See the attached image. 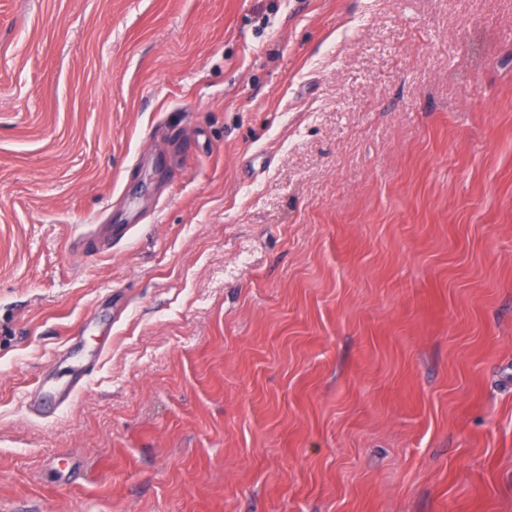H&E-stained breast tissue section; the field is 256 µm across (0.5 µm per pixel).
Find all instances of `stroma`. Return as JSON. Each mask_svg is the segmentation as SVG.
I'll list each match as a JSON object with an SVG mask.
<instances>
[{
  "label": "stroma",
  "mask_w": 512,
  "mask_h": 512,
  "mask_svg": "<svg viewBox=\"0 0 512 512\" xmlns=\"http://www.w3.org/2000/svg\"><path fill=\"white\" fill-rule=\"evenodd\" d=\"M0 512H512V0H0ZM100 359L101 352L92 353L71 368L65 376H58L55 372L39 374L29 391V411L36 415L42 413L46 395H50L60 408L67 406L84 386L87 377L96 369Z\"/></svg>",
  "instance_id": "35a3bbf8"
}]
</instances>
